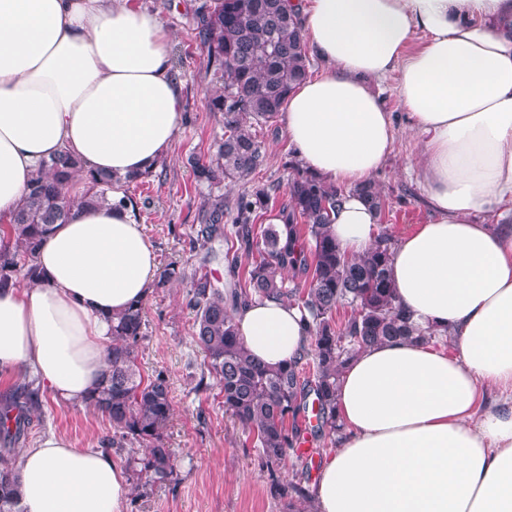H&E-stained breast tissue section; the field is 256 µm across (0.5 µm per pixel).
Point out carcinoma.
Listing matches in <instances>:
<instances>
[{
	"label": "carcinoma",
	"mask_w": 512,
	"mask_h": 512,
	"mask_svg": "<svg viewBox=\"0 0 512 512\" xmlns=\"http://www.w3.org/2000/svg\"><path fill=\"white\" fill-rule=\"evenodd\" d=\"M196 29L219 84L207 108L224 120L216 152L206 160L189 158L196 181L208 188L198 212L196 240L205 245L224 241L230 283L227 290L214 283L206 272L207 255L190 273L169 264L158 284L190 280L193 338L220 386L224 412L256 431L255 447L270 487L275 497L291 505L310 499V487L281 481L279 467L306 432L340 442L344 427L336 418V391L347 362L371 345L401 339L431 343L445 331L419 325L401 306L390 269L391 234L381 231L358 256L348 255L333 235L336 207L348 194L363 197L379 215L385 212L386 198L376 183L347 189L300 168L284 190L278 183L256 180L268 166L263 130L273 126L288 94L309 77L297 10L289 0H204L196 10ZM82 169V162L66 152L40 166L0 246V290L45 278L36 255L70 207L110 205L108 192L114 185L145 179L89 171V189L74 200L66 186ZM226 180L247 181L252 187L226 199L220 193ZM282 190L287 201L279 209L281 223L256 225L258 211ZM244 255L252 263L242 273ZM264 299L297 308L306 322L307 346L289 363L269 366L254 360L238 334L235 313ZM340 307L350 309V315L338 326L333 314ZM144 315L145 301L140 300L110 318V372L89 397V406L119 434L108 445L127 440L145 449L140 457H128L127 465L146 489L175 481L176 472L165 440L172 411L170 386L161 373L144 378L137 363ZM41 412L39 389L31 382L0 395V512H17V466L4 455L28 436Z\"/></svg>",
	"instance_id": "cac0c4a2"
}]
</instances>
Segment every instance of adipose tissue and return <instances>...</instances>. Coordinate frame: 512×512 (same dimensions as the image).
<instances>
[{"mask_svg":"<svg viewBox=\"0 0 512 512\" xmlns=\"http://www.w3.org/2000/svg\"><path fill=\"white\" fill-rule=\"evenodd\" d=\"M321 73L288 95L283 129L306 171L373 180L395 143L374 82L397 94L422 145L427 223L395 241L391 274L414 321L449 350L415 341L361 349L344 367L345 427L312 489L315 512H512V0H300ZM173 40L139 0H0V223H13L42 161L66 151L84 170L157 169L183 112ZM489 215L482 223L478 214ZM378 217L347 196L332 231L352 255ZM46 277L0 292V370L35 377L84 409L110 370V317L146 297L156 255L121 191L72 207L37 254ZM235 321L252 357L293 360L307 329L274 300ZM20 512H122L111 453L55 432L23 449Z\"/></svg>","mask_w":512,"mask_h":512,"instance_id":"obj_1","label":"adipose tissue"}]
</instances>
